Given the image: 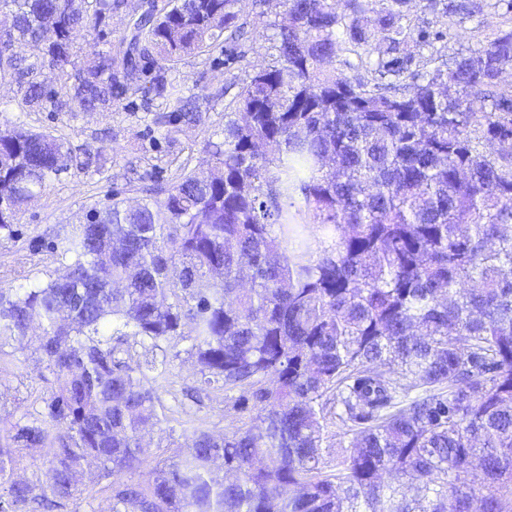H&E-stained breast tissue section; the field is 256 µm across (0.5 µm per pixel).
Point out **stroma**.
Returning a JSON list of instances; mask_svg holds the SVG:
<instances>
[{
	"label": "stroma",
	"instance_id": "1",
	"mask_svg": "<svg viewBox=\"0 0 512 512\" xmlns=\"http://www.w3.org/2000/svg\"><path fill=\"white\" fill-rule=\"evenodd\" d=\"M239 19L247 37L237 61L227 62L221 50L185 58L166 78L176 79L184 97L201 104L203 121L197 125L161 122V100L132 97L109 112H54L30 110L21 101L16 74L0 78V130L20 123L65 141L77 156L72 166L31 201L12 239H0V279L23 271L42 277L53 272L49 247L69 225L82 219L89 206L118 190L129 203L140 200V187L174 181L181 166H207V141L222 138L224 114L255 71L276 66L273 25L281 10L279 0H241ZM409 22L415 29L443 33L435 47L441 54L476 50L512 28V6L507 0H415ZM102 154L108 164L96 172L85 160ZM45 365L16 369L0 361V392L9 400L0 406V422L18 418V406L33 403V391L44 390Z\"/></svg>",
	"mask_w": 512,
	"mask_h": 512
}]
</instances>
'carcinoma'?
I'll use <instances>...</instances> for the list:
<instances>
[{"label": "carcinoma", "instance_id": "cac0c4a2", "mask_svg": "<svg viewBox=\"0 0 512 512\" xmlns=\"http://www.w3.org/2000/svg\"><path fill=\"white\" fill-rule=\"evenodd\" d=\"M121 2L10 0L0 75L21 71L30 108L108 112L143 89L200 122L141 75L233 47L235 0H168L79 56ZM410 2L281 0L279 64L241 87L211 166L136 206L107 196L50 247L63 274L0 287V356L31 349L52 375L43 410L0 427V512H80L90 463L111 512H512V29L409 73L397 47L443 38L403 23ZM361 12L386 48L352 80L326 65L369 44ZM73 158L0 132V238ZM183 353L190 397L224 392L239 425L179 421L189 442L145 474ZM30 448L45 460L21 477Z\"/></svg>", "mask_w": 512, "mask_h": 512}]
</instances>
